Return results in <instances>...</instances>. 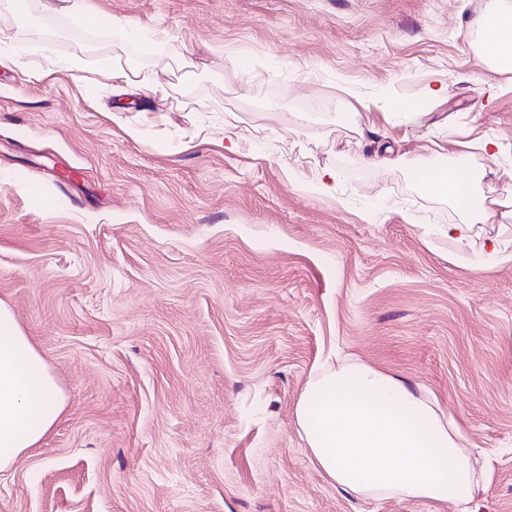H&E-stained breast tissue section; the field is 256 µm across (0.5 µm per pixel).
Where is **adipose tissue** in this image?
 I'll return each mask as SVG.
<instances>
[{
    "label": "adipose tissue",
    "mask_w": 512,
    "mask_h": 512,
    "mask_svg": "<svg viewBox=\"0 0 512 512\" xmlns=\"http://www.w3.org/2000/svg\"><path fill=\"white\" fill-rule=\"evenodd\" d=\"M477 28L480 57L511 70L512 0H493ZM414 176L421 192L462 213L463 222L448 227L456 243L496 208L512 216V199H487L480 189L484 170L463 157L443 169H415ZM67 404L50 365L0 300V473L40 446ZM295 418L316 464L354 498L450 503L456 512H471L469 494L479 480L462 426L405 381L354 358L320 367L296 401Z\"/></svg>",
    "instance_id": "1"
}]
</instances>
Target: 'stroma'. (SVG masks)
<instances>
[{
	"instance_id": "1",
	"label": "stroma",
	"mask_w": 512,
	"mask_h": 512,
	"mask_svg": "<svg viewBox=\"0 0 512 512\" xmlns=\"http://www.w3.org/2000/svg\"><path fill=\"white\" fill-rule=\"evenodd\" d=\"M89 3L134 30L0 8V300L69 399L0 512H453L318 469L295 403L346 357L460 420L488 473L472 512H512V218L454 245V207L364 161L463 153L512 197V71L473 25L491 0ZM73 56L139 82L75 80ZM96 63V65L112 74V81L116 83L129 84L136 80L138 77L137 71L129 66H122L119 63L111 62L107 59L92 62L84 57H73L66 63L67 69L72 73L73 77L80 78V73L84 72L89 66Z\"/></svg>"
}]
</instances>
